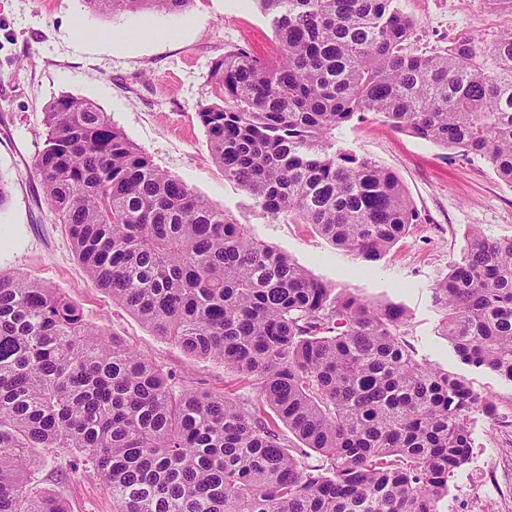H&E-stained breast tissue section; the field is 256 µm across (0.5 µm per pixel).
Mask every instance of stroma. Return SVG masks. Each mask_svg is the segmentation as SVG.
<instances>
[{"label": "stroma", "instance_id": "1", "mask_svg": "<svg viewBox=\"0 0 512 512\" xmlns=\"http://www.w3.org/2000/svg\"><path fill=\"white\" fill-rule=\"evenodd\" d=\"M416 23L412 47L429 52L473 35L492 44L512 27V13L491 0H395ZM150 25L131 45L104 39L109 30ZM244 48L265 60L276 39L255 0H192L182 12L100 15L83 0H0V175L9 192L0 204V271L22 272L60 289L86 320L139 354L174 371L181 384L238 401H255L251 383L223 363L192 357L156 336L77 260L64 225L46 203L34 160L43 147V113L62 95L92 101L162 169L224 207L252 234L290 256L317 279L351 289L370 303L401 306L400 333L416 360L464 379L494 413L476 408L469 421L468 462L448 481L439 512H512V382L461 361L441 334L434 285L463 255L471 232L512 238V185L481 159L447 150L367 115L337 129L336 144L395 172L420 214L379 261L336 248L309 224L271 220L213 162L199 107L214 102L207 77L224 52ZM28 481L56 493L69 512H112V496L75 451L35 448Z\"/></svg>", "mask_w": 512, "mask_h": 512}]
</instances>
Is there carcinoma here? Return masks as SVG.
Here are the masks:
<instances>
[{"label":"carcinoma","mask_w":512,"mask_h":512,"mask_svg":"<svg viewBox=\"0 0 512 512\" xmlns=\"http://www.w3.org/2000/svg\"><path fill=\"white\" fill-rule=\"evenodd\" d=\"M191 0H84L101 15ZM278 43L209 73L200 107L224 179L271 219L311 224L376 262L418 221L398 177L334 149L367 113L512 184V28L411 49L394 0H257ZM43 195L95 285L187 354L251 380L257 402L176 374L88 324L64 293L0 273V512H66L27 484L32 448H70L115 512H438L482 400L417 361L404 311L330 288L156 166L106 113L69 95L44 113ZM458 356L512 381V238L474 231L433 287ZM267 406L302 443L283 444ZM316 454V462L308 457Z\"/></svg>","instance_id":"obj_1"}]
</instances>
